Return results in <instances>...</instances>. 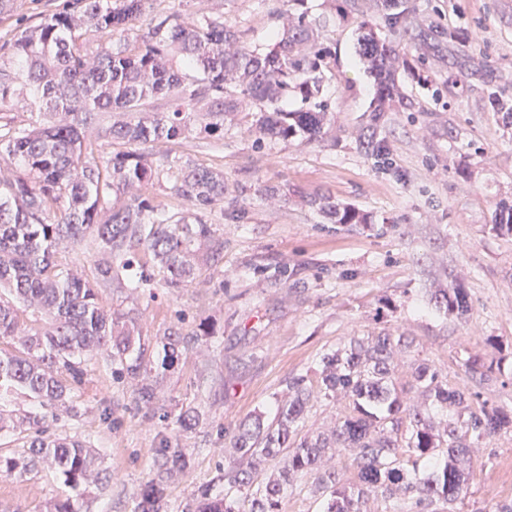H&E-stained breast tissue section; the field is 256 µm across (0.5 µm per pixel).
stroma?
Here are the masks:
<instances>
[{
	"mask_svg": "<svg viewBox=\"0 0 512 512\" xmlns=\"http://www.w3.org/2000/svg\"><path fill=\"white\" fill-rule=\"evenodd\" d=\"M413 3L417 27L437 32L431 46L410 35L392 38L424 76L401 78L413 109L398 107L372 120L376 88L357 38L360 21L378 17L379 0H308L319 40L331 52L323 96L334 124L322 140L259 145L228 124L220 140L155 147V154H183L223 170L224 196L238 200L245 218L216 225L224 238L222 261H199L184 287L158 281L135 291L100 287L105 304L142 328L156 399L140 402L133 384L113 378L101 357L88 360L73 412L47 424L50 432L95 448L107 482L75 490L50 468L0 475V512H42L49 499L69 495L79 498L82 512H135L136 494L153 477L165 446L189 459L168 483L166 512H182L205 485L221 494L219 468L238 421L258 410L274 413L289 380L316 379L322 354L338 343L384 329L414 340L397 358L400 381L425 361L449 386L512 409V375L464 367L469 358L512 366V235L495 228L500 200L512 197V126L495 108L512 104V0ZM66 5L17 0L12 17L0 18V42ZM199 5L240 26L250 43H266L280 27L271 15L277 0H155L130 33ZM373 128L386 160L362 146ZM264 184L284 186L285 199L266 203L258 194ZM322 196L359 209L366 223H327L307 204ZM456 287L471 305L462 319L432 301L435 289ZM176 324L195 338L169 362L160 340ZM186 409L202 417L191 431L178 422ZM468 464L473 477L462 512L512 502V433L478 445Z\"/></svg>",
	"mask_w": 512,
	"mask_h": 512,
	"instance_id": "1",
	"label": "stroma"
}]
</instances>
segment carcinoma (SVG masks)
<instances>
[{
  "instance_id": "obj_1",
  "label": "carcinoma",
  "mask_w": 512,
  "mask_h": 512,
  "mask_svg": "<svg viewBox=\"0 0 512 512\" xmlns=\"http://www.w3.org/2000/svg\"><path fill=\"white\" fill-rule=\"evenodd\" d=\"M154 0H73L72 9L45 15L0 45V111L22 112L0 121V399L23 394L32 407L18 418L0 413V431L25 433V453L1 456L0 473L25 475L51 466L77 489L108 479L99 457L78 439L52 434L45 411L69 412L70 392L82 384L86 358L106 355L118 377L147 371V343L127 314L105 306L99 283L136 290L162 274L168 288L194 278L199 250L217 262L224 237L212 224L245 211L224 205V173L188 156L151 159L146 146L201 135L224 138V122L243 116L256 141L322 138L331 121L320 98L330 50L318 43L308 12L273 11L286 21L260 48L224 14L200 8L192 20L179 10L129 43L130 24ZM381 21L391 32L415 26L403 0H382ZM373 20L361 23L359 53L377 82L374 121L404 102L391 57ZM102 39L90 49L88 35ZM301 98L294 110L288 96ZM163 101V110L155 102ZM332 224H363L351 207L310 200ZM501 231L512 234V198L498 204ZM86 238L104 254L89 276L59 259ZM153 256L150 267L136 261ZM436 306L462 318L464 289L434 295ZM191 335L164 332L174 356ZM406 336L380 332L350 338L321 357L314 382L288 384L273 418L258 412L239 421L224 465V496L203 488L185 512H281L288 485L302 474L322 501L321 512H363L367 493L384 512H458L470 475L459 467L471 445L512 431V411L448 386L434 366L414 368L412 383L397 382L395 357ZM341 394L348 410L333 426L301 440L297 430L311 400ZM455 406L463 420H436ZM344 448L355 451L357 481L330 464ZM156 473L141 488L139 512H161L166 483L187 467L179 450L162 448Z\"/></svg>"
}]
</instances>
